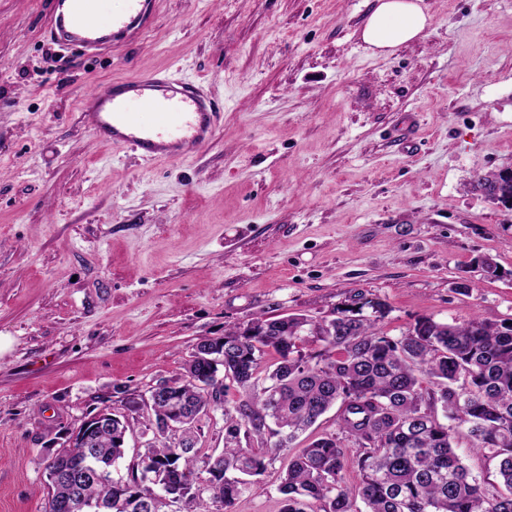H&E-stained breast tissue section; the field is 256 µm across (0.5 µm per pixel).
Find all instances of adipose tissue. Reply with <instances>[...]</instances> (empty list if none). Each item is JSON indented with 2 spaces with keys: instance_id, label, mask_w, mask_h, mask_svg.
<instances>
[{
  "instance_id": "obj_1",
  "label": "adipose tissue",
  "mask_w": 512,
  "mask_h": 512,
  "mask_svg": "<svg viewBox=\"0 0 512 512\" xmlns=\"http://www.w3.org/2000/svg\"><path fill=\"white\" fill-rule=\"evenodd\" d=\"M430 25L422 0H373L362 39L388 54L421 37Z\"/></svg>"
}]
</instances>
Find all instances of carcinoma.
Returning a JSON list of instances; mask_svg holds the SVG:
<instances>
[{
	"mask_svg": "<svg viewBox=\"0 0 512 512\" xmlns=\"http://www.w3.org/2000/svg\"><path fill=\"white\" fill-rule=\"evenodd\" d=\"M388 313L379 299L354 298L320 321L257 316L203 340L184 378L170 381V395L151 402L153 438L127 477L112 479L110 490L50 482L45 512L72 496L80 499L78 512H94L108 496L111 512H161V494L196 512L207 493L222 512H233L240 497L261 488L276 452L334 406L338 431L292 458L280 512H359V500L365 512H512V319L423 316L392 337L377 327ZM269 352L276 361L264 369ZM230 383L243 398L224 409V448L202 455L187 445V434L224 403ZM113 416L89 447L93 458L115 463L131 423ZM462 424L472 450L497 460L505 490L488 492L463 463L454 446ZM351 463L360 476L354 486L343 477ZM146 470L155 483L142 482Z\"/></svg>",
	"mask_w": 512,
	"mask_h": 512,
	"instance_id": "carcinoma-1",
	"label": "carcinoma"
}]
</instances>
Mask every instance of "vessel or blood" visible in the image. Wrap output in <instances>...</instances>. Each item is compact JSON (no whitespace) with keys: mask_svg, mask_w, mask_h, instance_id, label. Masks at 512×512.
Returning a JSON list of instances; mask_svg holds the SVG:
<instances>
[{"mask_svg":"<svg viewBox=\"0 0 512 512\" xmlns=\"http://www.w3.org/2000/svg\"><path fill=\"white\" fill-rule=\"evenodd\" d=\"M123 13L101 17V0H59L50 35L86 50L102 48L109 36L141 32L155 0H125ZM82 121L97 141L129 149L148 160H187L212 141L221 114L200 84L149 71L115 79L80 106Z\"/></svg>","mask_w":512,"mask_h":512,"instance_id":"1","label":"vessel or blood"}]
</instances>
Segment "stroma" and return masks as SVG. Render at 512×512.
<instances>
[{
  "label": "stroma",
  "instance_id": "1",
  "mask_svg": "<svg viewBox=\"0 0 512 512\" xmlns=\"http://www.w3.org/2000/svg\"><path fill=\"white\" fill-rule=\"evenodd\" d=\"M423 4L425 34L381 56L370 0H156L94 53L47 33L56 0H0V512H44L46 460L85 418L256 315L359 294L391 336L512 318V207L484 189L512 168V0ZM145 71L218 102L194 159L81 123L87 90ZM304 445L234 512H279Z\"/></svg>",
  "mask_w": 512,
  "mask_h": 512
}]
</instances>
